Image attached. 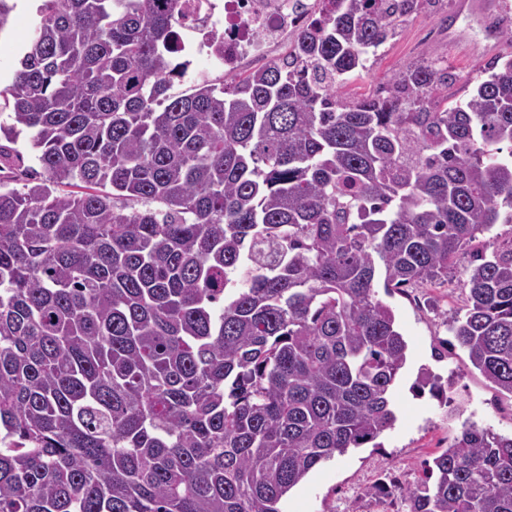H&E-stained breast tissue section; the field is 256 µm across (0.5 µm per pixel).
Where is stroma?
<instances>
[{
	"mask_svg": "<svg viewBox=\"0 0 512 512\" xmlns=\"http://www.w3.org/2000/svg\"><path fill=\"white\" fill-rule=\"evenodd\" d=\"M5 33L0 34V85H8L29 42L36 13L32 0H16ZM458 0H434L428 9L407 17L396 36L365 70L340 88L344 97L375 94L390 78L429 56L446 59L454 79L448 92L455 98L472 95L470 79L489 53L461 58L450 37L464 34L485 43V23L459 11ZM467 292L459 278L445 284H418L379 292L395 312L409 349L407 363L394 395L398 420L377 446L349 449L320 465L305 483L282 501V512H407L399 495L376 497L372 487L396 479L413 486L424 477L423 464L440 454L460 435L465 424L508 435L512 433V395L499 391L468 364L450 326L464 305ZM428 371L440 387L438 395L416 394L412 385Z\"/></svg>",
	"mask_w": 512,
	"mask_h": 512,
	"instance_id": "1",
	"label": "stroma"
}]
</instances>
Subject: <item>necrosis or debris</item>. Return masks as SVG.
Segmentation results:
<instances>
[{"label": "necrosis or debris", "mask_w": 512, "mask_h": 512, "mask_svg": "<svg viewBox=\"0 0 512 512\" xmlns=\"http://www.w3.org/2000/svg\"><path fill=\"white\" fill-rule=\"evenodd\" d=\"M311 18L306 0H180L177 50L233 75L270 62Z\"/></svg>", "instance_id": "1"}]
</instances>
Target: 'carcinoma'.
<instances>
[{
  "label": "carcinoma",
  "instance_id": "cac0c4a2",
  "mask_svg": "<svg viewBox=\"0 0 512 512\" xmlns=\"http://www.w3.org/2000/svg\"><path fill=\"white\" fill-rule=\"evenodd\" d=\"M288 66L173 93L177 0H41L0 89V512H281L396 422L408 344L377 297L460 273L451 325L512 394V55L442 106L437 60L338 93L422 0H332ZM31 136L40 170L8 187ZM398 494L512 512L475 426Z\"/></svg>",
  "mask_w": 512,
  "mask_h": 512
}]
</instances>
